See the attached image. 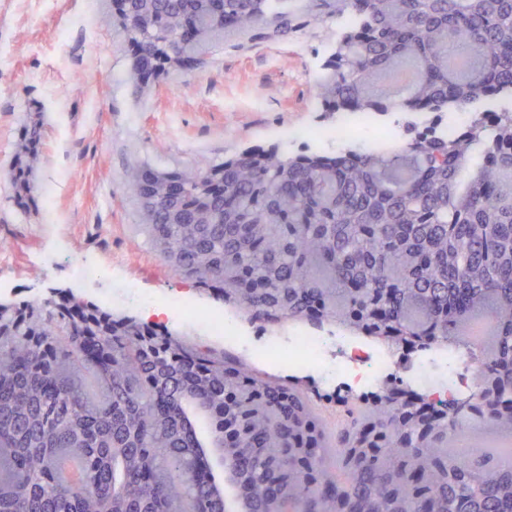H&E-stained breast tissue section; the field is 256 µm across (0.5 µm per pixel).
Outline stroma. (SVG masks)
<instances>
[{
  "instance_id": "1",
  "label": "stroma",
  "mask_w": 512,
  "mask_h": 512,
  "mask_svg": "<svg viewBox=\"0 0 512 512\" xmlns=\"http://www.w3.org/2000/svg\"><path fill=\"white\" fill-rule=\"evenodd\" d=\"M343 19L328 17L280 37L272 29L220 36L202 62L169 70L135 92L132 57L112 0H0V303L73 293L100 302L105 290L136 284L164 299L179 293L198 306L234 314L233 305L179 275L141 231L142 202L126 191L134 165L157 171L206 169L256 146L283 153L305 150L293 139L302 127H332L339 115L316 96L321 65ZM368 149L379 134L404 141L408 129L448 126L455 112L352 113ZM38 122L43 137L23 154L24 127ZM30 169L31 194L10 177L16 159ZM54 264H46V256ZM101 266L102 279L75 287L74 264ZM238 341L205 335L174 315L159 319L182 340L224 352L262 377L327 394L336 388L318 373L265 359L273 334L315 333L307 322L273 326L237 315Z\"/></svg>"
}]
</instances>
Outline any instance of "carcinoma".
I'll return each instance as SVG.
<instances>
[{
  "label": "carcinoma",
  "mask_w": 512,
  "mask_h": 512,
  "mask_svg": "<svg viewBox=\"0 0 512 512\" xmlns=\"http://www.w3.org/2000/svg\"><path fill=\"white\" fill-rule=\"evenodd\" d=\"M123 0L130 75L179 67L227 31L348 19L316 96L347 112L472 111L457 137L399 149L255 150L202 169L135 168L143 232L179 274L266 322L315 318L399 347L492 325L496 392L440 420L376 397L331 426L286 389L163 329L56 294L0 305V512H223L198 465L233 427L245 512H512V0ZM94 377L92 395L87 380ZM488 428L509 448L456 447ZM77 475L67 479L68 466Z\"/></svg>",
  "instance_id": "obj_1"
}]
</instances>
